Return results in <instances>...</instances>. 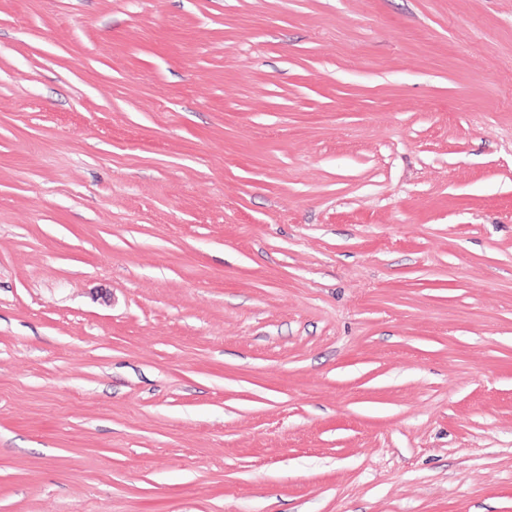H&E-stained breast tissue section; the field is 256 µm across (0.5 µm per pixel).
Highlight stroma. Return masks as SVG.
<instances>
[{
	"instance_id": "1",
	"label": "stroma",
	"mask_w": 512,
	"mask_h": 512,
	"mask_svg": "<svg viewBox=\"0 0 512 512\" xmlns=\"http://www.w3.org/2000/svg\"><path fill=\"white\" fill-rule=\"evenodd\" d=\"M0 512H512V0H0Z\"/></svg>"
}]
</instances>
